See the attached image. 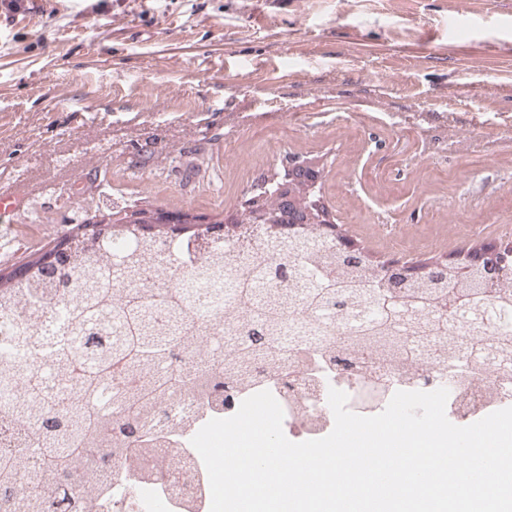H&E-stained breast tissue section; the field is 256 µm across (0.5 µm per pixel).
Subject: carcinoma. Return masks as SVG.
<instances>
[{"label": "carcinoma", "instance_id": "cac0c4a2", "mask_svg": "<svg viewBox=\"0 0 512 512\" xmlns=\"http://www.w3.org/2000/svg\"><path fill=\"white\" fill-rule=\"evenodd\" d=\"M306 207L299 183L288 198L271 201L269 214L277 226L272 234L283 243L267 250L288 252L274 264L243 266L235 255L216 265L189 252L173 255L172 262L186 269L190 279L234 283L245 312L236 320L234 342H224L222 331L209 334L191 365L185 364V349L197 337L190 335L187 313L206 298L181 288L116 293L114 286L138 281L134 255L141 243L161 238L187 245L208 236L213 224L223 227V237H232L245 213L228 222H207L189 210L123 206L111 211L112 229L104 237L96 236L95 223L85 218L64 236L69 246L80 242L84 250L102 254L101 265L79 267L65 252L60 275L51 278L43 266L51 251L25 262L32 275L53 288L49 296L34 288L27 299L30 320L50 326L52 332L34 347L13 334L4 337L0 358L5 349L40 355V364L25 372L23 393L7 412L23 423L36 413L29 446L39 457L40 472L26 473L18 451L0 454V507L5 512H96L98 482L110 476L116 463H127L128 476L144 479L134 460L189 444L197 418L186 417L174 429L159 425V415L173 396L197 402L202 415L228 405L258 381L277 385L285 399H296L299 389L288 380L282 322L290 305L311 313L323 333L359 312L369 314L351 337L332 346L304 347L314 365L305 379L314 430L323 422L317 375L359 376L365 354H375L376 344H390V358L407 361L416 358L419 347L433 344L460 363L446 375L450 383L457 373L466 378L480 374L488 349L512 359V317L507 315L512 273L492 289L482 285L478 270L459 272L445 262L448 272L441 277L422 275L394 296L390 289L377 287L382 263L355 264L338 248L323 255L322 264L307 262L313 254L310 240L330 238L323 225L333 223V217L324 205L321 220L310 222ZM125 234L126 246L112 249L114 239ZM18 267H0L1 294L19 287ZM407 307L419 315L403 318ZM185 467L196 482L204 474L203 465L187 455L177 457L174 467L158 470L156 477L174 479Z\"/></svg>", "mask_w": 512, "mask_h": 512}]
</instances>
